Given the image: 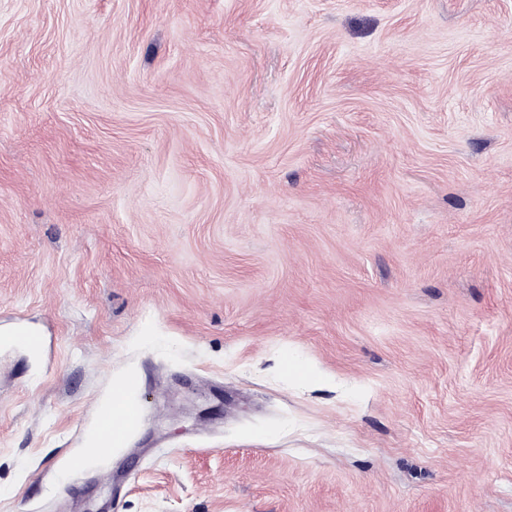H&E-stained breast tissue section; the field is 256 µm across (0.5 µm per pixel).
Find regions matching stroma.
Masks as SVG:
<instances>
[{"instance_id": "1", "label": "stroma", "mask_w": 512, "mask_h": 512, "mask_svg": "<svg viewBox=\"0 0 512 512\" xmlns=\"http://www.w3.org/2000/svg\"><path fill=\"white\" fill-rule=\"evenodd\" d=\"M24 325L0 512H512V0H0ZM133 397L124 389L118 388L114 390L112 397L105 408V412L102 416L101 425L92 434L88 443V452L94 453L99 448H110L117 446L122 440V433L125 429L126 434L136 429L140 420V411L135 402L131 401L124 409L122 416L121 425V409L125 403H127ZM112 430V442L104 439V432L106 428L111 425Z\"/></svg>"}]
</instances>
